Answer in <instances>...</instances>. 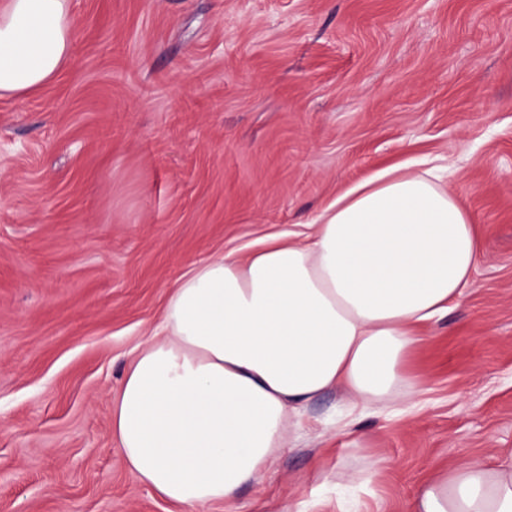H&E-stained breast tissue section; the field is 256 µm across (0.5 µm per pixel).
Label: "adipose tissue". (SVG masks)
Masks as SVG:
<instances>
[{
	"mask_svg": "<svg viewBox=\"0 0 512 512\" xmlns=\"http://www.w3.org/2000/svg\"><path fill=\"white\" fill-rule=\"evenodd\" d=\"M70 0H0V96L25 98L70 62ZM304 239L220 253L170 287L112 401L124 463L178 512L263 481L306 405L415 393L418 328L460 305L484 260L467 211L432 170L384 169L318 213ZM412 512H512V456L423 481Z\"/></svg>",
	"mask_w": 512,
	"mask_h": 512,
	"instance_id": "obj_1",
	"label": "adipose tissue"
}]
</instances>
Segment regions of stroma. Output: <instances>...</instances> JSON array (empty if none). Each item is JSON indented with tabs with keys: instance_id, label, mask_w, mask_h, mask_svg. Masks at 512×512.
Instances as JSON below:
<instances>
[{
	"instance_id": "35a3bbf8",
	"label": "stroma",
	"mask_w": 512,
	"mask_h": 512,
	"mask_svg": "<svg viewBox=\"0 0 512 512\" xmlns=\"http://www.w3.org/2000/svg\"><path fill=\"white\" fill-rule=\"evenodd\" d=\"M72 32L0 96V512H176L110 426L172 283L422 159L486 259L404 360L413 409L320 395L238 512H410L512 453V0H72Z\"/></svg>"
}]
</instances>
